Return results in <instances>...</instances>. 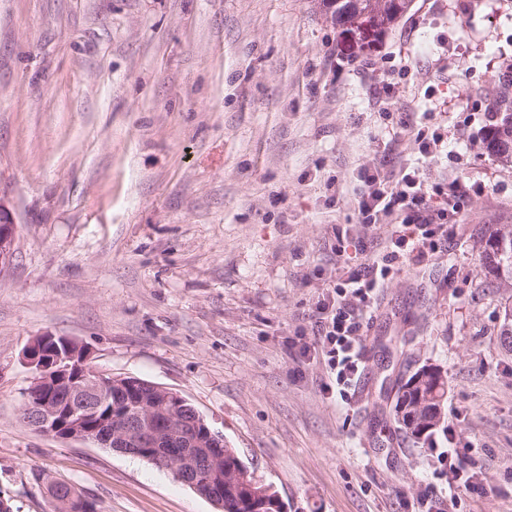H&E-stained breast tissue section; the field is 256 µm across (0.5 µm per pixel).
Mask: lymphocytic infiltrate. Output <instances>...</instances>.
Returning a JSON list of instances; mask_svg holds the SVG:
<instances>
[{"label": "lymphocytic infiltrate", "mask_w": 512, "mask_h": 512, "mask_svg": "<svg viewBox=\"0 0 512 512\" xmlns=\"http://www.w3.org/2000/svg\"><path fill=\"white\" fill-rule=\"evenodd\" d=\"M394 147V142L384 143L360 169L362 189L356 200L360 224L382 226L392 250L338 278L334 297L317 311L318 345L343 392L360 373L359 333L375 290L383 287L397 259L418 264L435 253L448 237V198L463 194L456 183L447 189L428 184L416 168L399 175L388 170L386 157Z\"/></svg>", "instance_id": "lymphocytic-infiltrate-1"}]
</instances>
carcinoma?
Wrapping results in <instances>:
<instances>
[{
	"label": "carcinoma",
	"mask_w": 512,
	"mask_h": 512,
	"mask_svg": "<svg viewBox=\"0 0 512 512\" xmlns=\"http://www.w3.org/2000/svg\"><path fill=\"white\" fill-rule=\"evenodd\" d=\"M412 0H316L325 20L336 26H353L367 21L374 35L392 30L410 8ZM512 73V61L499 67L493 80L490 112L492 124L484 143L488 153L502 163L512 164V81L501 77ZM479 261L495 278L512 288V225L498 224L481 239ZM446 380L442 367L425 363L406 367L397 379L391 417L396 428L417 443L435 433L446 432L444 395ZM224 448L225 512L236 508L240 497L235 472L246 468L236 449Z\"/></svg>",
	"instance_id": "obj_1"
}]
</instances>
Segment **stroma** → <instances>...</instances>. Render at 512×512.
<instances>
[{
  "instance_id": "35a3bbf8",
  "label": "stroma",
  "mask_w": 512,
  "mask_h": 512,
  "mask_svg": "<svg viewBox=\"0 0 512 512\" xmlns=\"http://www.w3.org/2000/svg\"><path fill=\"white\" fill-rule=\"evenodd\" d=\"M512 59V0H413L369 47L312 0H0V199L17 226L0 272V496L52 512L72 485L100 512H216L170 469L34 432L23 359L50 333L107 377L177 392L284 512H512V288L477 259L512 224V166L490 156L492 78ZM447 129L424 161L415 134ZM464 182L448 241L394 263L361 330L347 395L318 351L338 268L383 254L357 172ZM349 231L364 249L339 251ZM441 365L447 436L410 445L387 390ZM476 486L448 484L449 446Z\"/></svg>"
}]
</instances>
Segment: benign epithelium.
Listing matches in <instances>:
<instances>
[{
  "instance_id": "7a95c632",
  "label": "benign epithelium",
  "mask_w": 512,
  "mask_h": 512,
  "mask_svg": "<svg viewBox=\"0 0 512 512\" xmlns=\"http://www.w3.org/2000/svg\"><path fill=\"white\" fill-rule=\"evenodd\" d=\"M16 237L15 222L7 205L0 200V271L10 265ZM51 334L42 336V344L31 342L24 351V360L36 371L27 392L23 412L30 427L61 439L92 440L119 452L158 458L165 443L184 445L175 456L178 478L186 485L205 490L208 500L224 509V487L202 480L217 470L224 460L222 444L212 441L203 416L188 412L185 399L179 394L136 378H106L89 362V353L62 340L64 349ZM118 386L138 398L135 417L105 414L92 430L86 417L95 412L105 397L112 396ZM245 503L253 508H271L283 512L279 498L269 487L248 473L239 475Z\"/></svg>"
}]
</instances>
